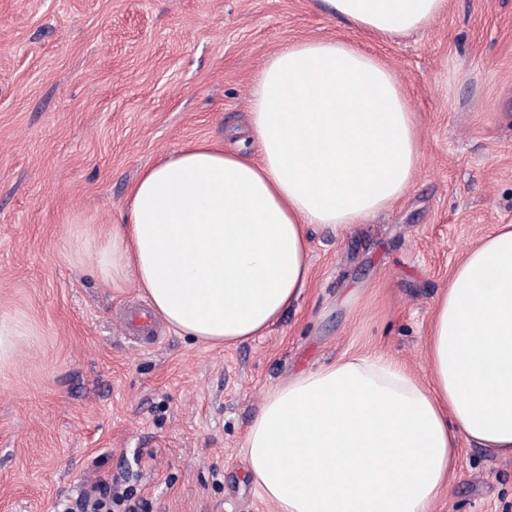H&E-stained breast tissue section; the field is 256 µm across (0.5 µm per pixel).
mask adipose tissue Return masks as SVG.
Masks as SVG:
<instances>
[{"label":"adipose tissue","mask_w":512,"mask_h":512,"mask_svg":"<svg viewBox=\"0 0 512 512\" xmlns=\"http://www.w3.org/2000/svg\"><path fill=\"white\" fill-rule=\"evenodd\" d=\"M394 39L448 0H317ZM257 158L192 141L135 181L98 244L105 282L133 284L175 333L214 345L264 335L303 295L315 229L343 236L408 189L419 142L391 71L340 40L284 45L260 70ZM427 380L350 355L271 387L244 460L276 512H432L461 440L512 458V224L470 246L439 292Z\"/></svg>","instance_id":"1"}]
</instances>
